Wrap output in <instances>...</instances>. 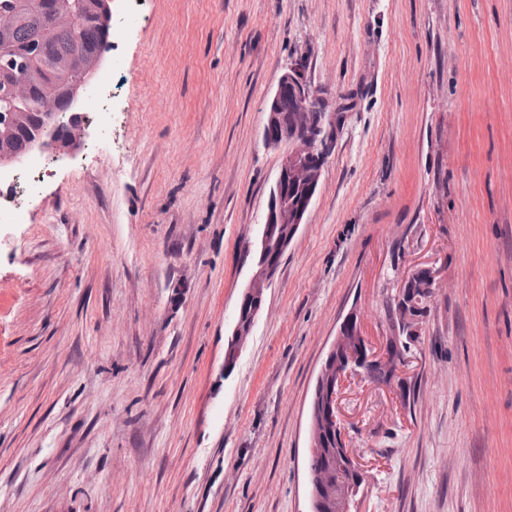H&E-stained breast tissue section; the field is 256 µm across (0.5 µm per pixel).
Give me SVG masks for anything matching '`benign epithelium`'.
Listing matches in <instances>:
<instances>
[{
    "label": "benign epithelium",
    "instance_id": "benign-epithelium-1",
    "mask_svg": "<svg viewBox=\"0 0 512 512\" xmlns=\"http://www.w3.org/2000/svg\"><path fill=\"white\" fill-rule=\"evenodd\" d=\"M94 16L106 29H112V0H96ZM49 18L54 26L70 30L79 28L84 22L77 12L55 8L50 10ZM111 50L112 42L107 41L94 55L86 56L75 51L69 65L75 67L76 79L66 91L67 107H61V97L56 89L47 86L41 92L38 111L32 113L23 111L18 105L29 98V83L23 72L37 56L38 49L32 46L20 55L8 45L0 46V98L10 102V106L0 108V133L6 136L24 133L27 136L21 151L0 149V167L20 162L28 152L36 149L50 148L57 153L71 154L80 148L82 116L75 108ZM318 100L319 90L308 79L306 63L301 59L283 73L266 105L264 142L282 150V158L270 190L266 220L254 243L256 262L229 338L236 356L262 308L265 288L269 287L288 244L304 221L322 176L325 161L322 137L309 134L301 139L295 128V113L309 111ZM374 361L387 365L394 375L403 364L401 359L373 352L360 332L357 316H348L340 325L316 382L309 448L325 455L336 466V471L349 473V478L321 481L311 477L312 512H317L320 507L327 512H352L365 476L344 437H339V444L334 448H328L326 444L330 433L342 430L339 399L344 382L352 376L368 377L367 366Z\"/></svg>",
    "mask_w": 512,
    "mask_h": 512
}]
</instances>
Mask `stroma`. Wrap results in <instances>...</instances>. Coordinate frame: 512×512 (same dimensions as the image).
I'll return each mask as SVG.
<instances>
[{"label": "stroma", "mask_w": 512, "mask_h": 512, "mask_svg": "<svg viewBox=\"0 0 512 512\" xmlns=\"http://www.w3.org/2000/svg\"><path fill=\"white\" fill-rule=\"evenodd\" d=\"M70 156L0 224V512H311L339 327L440 283L404 389L341 400L357 512H512V0H112ZM335 118L311 206L233 365L297 56Z\"/></svg>", "instance_id": "35a3bbf8"}]
</instances>
